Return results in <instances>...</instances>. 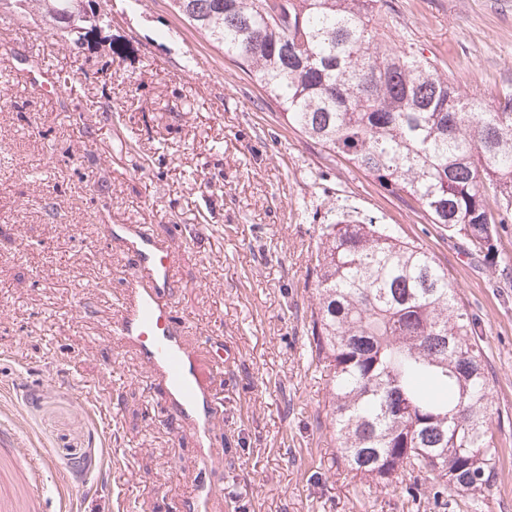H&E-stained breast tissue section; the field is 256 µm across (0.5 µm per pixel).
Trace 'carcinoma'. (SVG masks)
I'll return each mask as SVG.
<instances>
[{"label": "carcinoma", "instance_id": "carcinoma-1", "mask_svg": "<svg viewBox=\"0 0 512 512\" xmlns=\"http://www.w3.org/2000/svg\"><path fill=\"white\" fill-rule=\"evenodd\" d=\"M76 47L111 22L76 0H21ZM283 120L418 204L487 264L512 224V90L488 105L382 31L385 0H173ZM311 348L329 371L331 441L354 475L421 480L438 500L496 480L492 375L477 322L421 245L369 217L323 224Z\"/></svg>", "mask_w": 512, "mask_h": 512}]
</instances>
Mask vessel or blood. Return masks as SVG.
<instances>
[{
  "label": "vessel or blood",
  "mask_w": 512,
  "mask_h": 512,
  "mask_svg": "<svg viewBox=\"0 0 512 512\" xmlns=\"http://www.w3.org/2000/svg\"><path fill=\"white\" fill-rule=\"evenodd\" d=\"M109 237L123 245L132 261L131 281L122 296L114 333L139 347L168 416L194 429L200 447H213L211 428L222 400L212 381L202 374L174 310L173 257L164 241L141 224L111 225ZM0 457L23 460L29 492L40 496L48 459L1 438Z\"/></svg>",
  "instance_id": "b4317fda"
}]
</instances>
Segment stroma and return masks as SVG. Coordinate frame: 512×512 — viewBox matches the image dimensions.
Segmentation results:
<instances>
[{
    "label": "stroma",
    "instance_id": "stroma-1",
    "mask_svg": "<svg viewBox=\"0 0 512 512\" xmlns=\"http://www.w3.org/2000/svg\"><path fill=\"white\" fill-rule=\"evenodd\" d=\"M390 6L394 42L440 60L462 91L493 105L512 87V0ZM110 8L77 48L0 5V432L49 457L53 483L31 503L1 459L13 512H187L204 477L194 432L171 424L113 333L131 265L112 224L168 242L202 372L224 357L210 512H512V269L471 261L418 207L289 128L172 0ZM343 213L423 244L478 320L501 418L481 495L437 503L336 462L309 316L320 227Z\"/></svg>",
    "mask_w": 512,
    "mask_h": 512
}]
</instances>
